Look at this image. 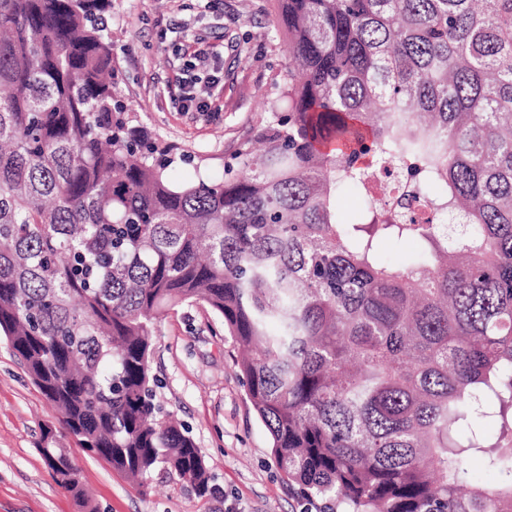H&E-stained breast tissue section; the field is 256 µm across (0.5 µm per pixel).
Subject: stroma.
<instances>
[{"instance_id":"stroma-1","label":"stroma","mask_w":512,"mask_h":512,"mask_svg":"<svg viewBox=\"0 0 512 512\" xmlns=\"http://www.w3.org/2000/svg\"><path fill=\"white\" fill-rule=\"evenodd\" d=\"M276 18L275 0H112L114 93L131 125L177 155L174 182L222 173L269 119L288 65ZM201 47L218 56L221 81L209 111L183 112L171 93L184 57ZM153 346L157 397L201 449L222 496L199 498L189 483L163 473L143 488L89 456L0 339V512H80L41 458L47 428L69 450L99 512H318L276 468L222 321L201 304L176 307L159 322Z\"/></svg>"}]
</instances>
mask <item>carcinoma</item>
I'll return each instance as SVG.
<instances>
[{
    "label": "carcinoma",
    "instance_id": "cac0c4a2",
    "mask_svg": "<svg viewBox=\"0 0 512 512\" xmlns=\"http://www.w3.org/2000/svg\"><path fill=\"white\" fill-rule=\"evenodd\" d=\"M277 2L272 120L174 185L113 103L112 0H0V337L80 447L204 498L150 358L205 304L321 512H512V0ZM40 453L98 512L67 450ZM475 455L499 478L465 490Z\"/></svg>",
    "mask_w": 512,
    "mask_h": 512
}]
</instances>
